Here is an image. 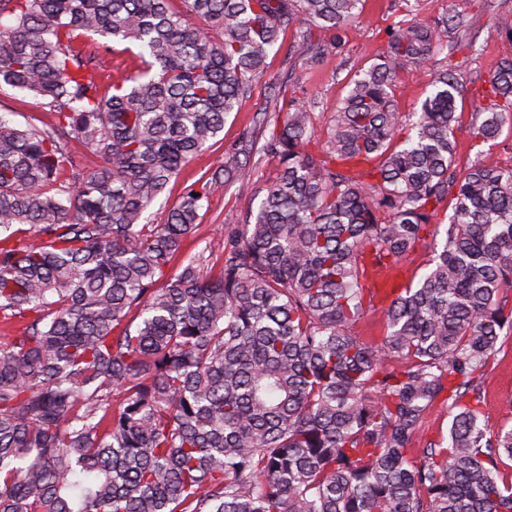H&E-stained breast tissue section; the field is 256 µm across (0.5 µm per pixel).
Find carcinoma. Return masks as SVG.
Masks as SVG:
<instances>
[{
	"mask_svg": "<svg viewBox=\"0 0 512 512\" xmlns=\"http://www.w3.org/2000/svg\"><path fill=\"white\" fill-rule=\"evenodd\" d=\"M173 2L0 0V90L53 116L0 113V320L18 325L0 341V512H512V427L483 422L478 392L512 336V167L457 175L451 71L410 124L393 93L459 23L402 14L324 139L304 101L275 100L257 212L225 225L217 271L200 254L173 273L211 196L248 188L253 140L165 223L148 208L282 32L339 45L362 0ZM114 43L140 64L103 85ZM480 97L470 122L491 142L512 123V59ZM441 232L417 282L379 295ZM368 311L378 343L351 334ZM441 398L448 435L418 448Z\"/></svg>",
	"mask_w": 512,
	"mask_h": 512,
	"instance_id": "cac0c4a2",
	"label": "carcinoma"
}]
</instances>
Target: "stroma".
Wrapping results in <instances>:
<instances>
[{
    "label": "stroma",
    "instance_id": "obj_1",
    "mask_svg": "<svg viewBox=\"0 0 512 512\" xmlns=\"http://www.w3.org/2000/svg\"><path fill=\"white\" fill-rule=\"evenodd\" d=\"M414 17L432 23L443 16L463 19L476 39L475 51H452L448 56L436 57L427 65L420 79L398 82L394 89L399 110L408 114L418 111L422 101L430 95L429 80L437 70L447 68L454 72L461 89L464 115L475 112L479 100L476 89L485 85L503 58H512V41L501 33L505 23L512 21V0H411ZM398 14L396 0H364L359 18L347 25L344 43L339 50L323 58L311 70L303 68L301 59L314 44L327 42L328 32L313 31L310 41H303L293 33H286L279 49L271 51L267 59L268 78L282 82L284 96L303 98L314 113L317 122H325L347 93L346 84L356 73L379 61L387 48L386 28ZM271 95L266 83L253 85L250 94L241 102L237 112L224 122L223 131L180 172L165 192L151 205L147 216L151 223H164L168 211L177 203L184 186L210 173L223 164L235 145L248 137L263 144L270 128L255 122L257 111ZM457 141L456 167L466 173L469 166L485 160L502 167L512 166V126L504 127L501 141L491 145L475 137L469 127L455 132ZM253 175L248 191L227 187L215 193L192 234L186 239L183 257L204 253L209 264L220 265L224 251V227L241 223L247 213L256 210L264 194V187L276 174V162L260 153L253 154ZM482 418L492 427L512 426V339H506L496 354L495 367L480 384Z\"/></svg>",
    "mask_w": 512,
    "mask_h": 512
}]
</instances>
